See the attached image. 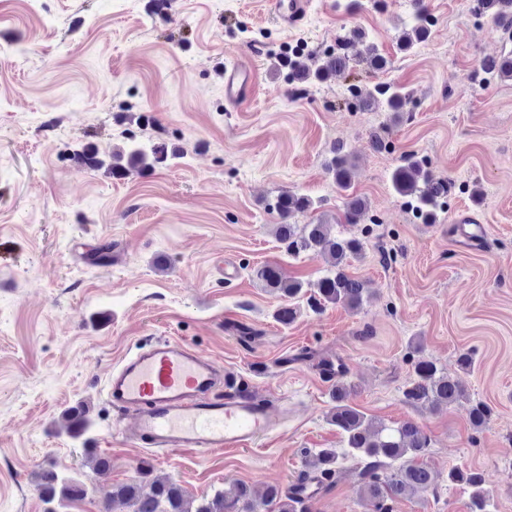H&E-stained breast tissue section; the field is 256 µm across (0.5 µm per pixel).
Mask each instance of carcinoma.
<instances>
[{
    "label": "carcinoma",
    "instance_id": "obj_1",
    "mask_svg": "<svg viewBox=\"0 0 512 512\" xmlns=\"http://www.w3.org/2000/svg\"><path fill=\"white\" fill-rule=\"evenodd\" d=\"M414 12L410 29L403 31L397 40L399 49L408 52L425 40L429 16L422 0L413 3ZM474 8L497 18L504 38L512 42V0H475ZM362 45L356 57L373 72L385 70L389 61L379 52L378 46L364 40L361 34L338 41V52L327 53L314 60L296 56L290 62L295 77L306 83H324L349 69L348 50L355 44ZM483 69L503 80H512V54L483 61ZM361 99L366 109L383 107L389 112H404L410 103V96L400 88L390 84H377L371 89H363ZM333 157L328 166L338 187L350 189L352 163L343 147L332 149ZM164 147H156L151 152L131 146L117 147L108 158L100 156L95 146L87 144L73 153V160L90 170L106 168L114 177L121 178L126 173L136 171L149 174L157 165L167 160ZM394 190L413 203L428 221L437 219L440 199L448 194V182L433 179L419 161L406 159L392 173ZM313 208V202L296 193H282L277 196L270 209L280 218L275 227V235L288 254L298 256L311 254L322 258L327 267L325 274L315 284L310 303L321 306L326 303L340 304L349 309H358L369 297L370 290L365 280L350 275L347 267L351 260L361 257L362 242L357 238H336L330 233V225L319 219L310 224H294L291 219L298 213ZM367 211L366 202L354 197L347 202L344 219L349 224H357ZM259 283L271 293L286 300L276 310L279 322L289 324L298 315V308L292 300L305 294L303 282L287 278L277 264H265L254 270ZM355 386L339 379L333 389L336 405L330 412V422L344 436L346 456L355 459L359 465L360 499L370 507L371 512H388L386 501L420 491L433 485L431 471L420 461L430 445V438L421 426L407 420L397 425H387L366 417L351 402ZM407 403L415 407H429L441 411L466 397L464 387L450 377L436 363L420 360L415 363L413 376L404 391ZM491 408L478 402L469 409V421L473 429H481L491 416ZM63 429L75 436L82 435L88 426L86 411L82 407H70L63 412ZM309 473L324 480L338 469L340 455L333 448H321L307 452ZM452 483L464 484L471 489L470 512H487L486 493L483 480L476 472L455 469L448 472ZM44 500L54 501L56 496L63 499L82 498L87 493L85 485L73 482L58 483V475L45 472L41 475ZM280 498L279 491L272 488L267 497L258 500L245 484H238L227 491H218L211 498L194 503L186 491L177 483L151 476L149 470L141 471L140 476L117 486L112 499L127 504L132 512H258L262 505H268Z\"/></svg>",
    "mask_w": 512,
    "mask_h": 512
}]
</instances>
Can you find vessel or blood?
Listing matches in <instances>:
<instances>
[{"label":"vessel or blood","mask_w":512,"mask_h":512,"mask_svg":"<svg viewBox=\"0 0 512 512\" xmlns=\"http://www.w3.org/2000/svg\"><path fill=\"white\" fill-rule=\"evenodd\" d=\"M283 29L305 18L309 0H266ZM255 72L234 60L224 70V100L240 106L254 93ZM113 408L129 420L141 446L175 451L245 448L279 425L275 407L247 382L224 373L211 357L179 341H162L123 357L107 378ZM290 492L317 500L323 488L310 476L297 478Z\"/></svg>","instance_id":"b4317fda"}]
</instances>
